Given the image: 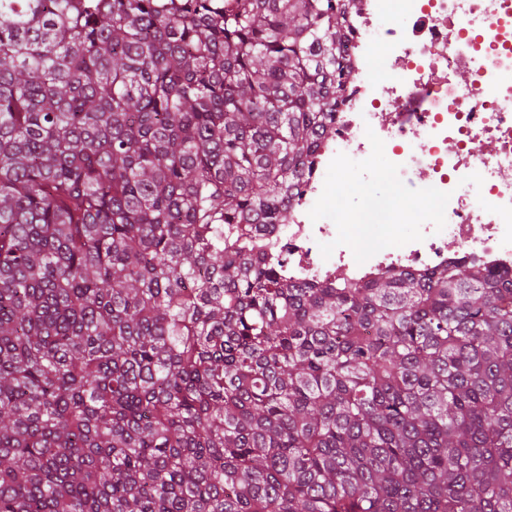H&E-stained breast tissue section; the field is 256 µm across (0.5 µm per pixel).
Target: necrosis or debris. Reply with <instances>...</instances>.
Masks as SVG:
<instances>
[{"instance_id": "obj_1", "label": "necrosis or debris", "mask_w": 512, "mask_h": 512, "mask_svg": "<svg viewBox=\"0 0 512 512\" xmlns=\"http://www.w3.org/2000/svg\"><path fill=\"white\" fill-rule=\"evenodd\" d=\"M383 16L394 24L378 26ZM343 19L352 77L284 222L260 231L262 248L292 282H365L459 263L511 273L512 0H346ZM378 144L382 166L422 185L434 204L404 231L380 217L357 253L344 230L357 208L326 203L347 161Z\"/></svg>"}]
</instances>
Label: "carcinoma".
Listing matches in <instances>:
<instances>
[{"label":"carcinoma","mask_w":512,"mask_h":512,"mask_svg":"<svg viewBox=\"0 0 512 512\" xmlns=\"http://www.w3.org/2000/svg\"><path fill=\"white\" fill-rule=\"evenodd\" d=\"M340 0H0V512H512V275L253 240Z\"/></svg>","instance_id":"cac0c4a2"}]
</instances>
